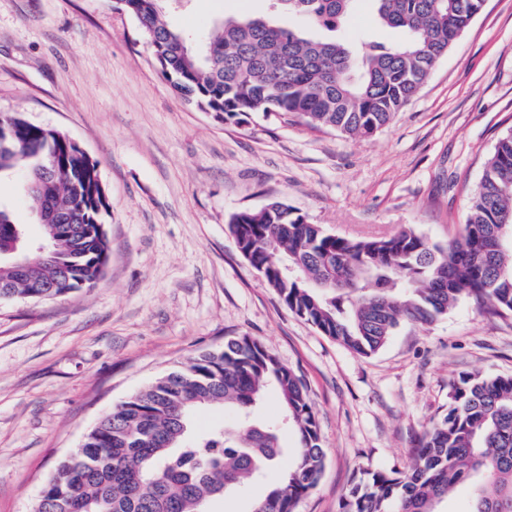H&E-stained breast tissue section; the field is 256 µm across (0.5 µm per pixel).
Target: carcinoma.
I'll use <instances>...</instances> for the list:
<instances>
[{
  "label": "carcinoma",
  "mask_w": 512,
  "mask_h": 512,
  "mask_svg": "<svg viewBox=\"0 0 512 512\" xmlns=\"http://www.w3.org/2000/svg\"><path fill=\"white\" fill-rule=\"evenodd\" d=\"M121 2L173 88L201 110L224 121L277 112L354 138L390 124L485 4L373 0L380 24L403 39L357 46L344 35L356 0H268L272 16H304L325 32L320 38L242 14L190 36L162 20L164 0ZM16 168L54 219L35 246L0 207V299L41 302L93 287L108 258L97 227L106 209L97 166L63 133L0 113V173ZM230 228L289 309L360 355L378 351L404 323L446 315L463 296L512 314V130L485 162L461 238L447 244L410 227L384 239L329 234L279 199L234 214ZM21 256L29 258L22 275ZM270 386L280 418L256 422L250 415ZM217 405L234 407L238 423L190 437L196 414ZM289 432L295 458L266 482L252 512H293L317 485L325 452L302 379L257 340L231 338L102 416L59 462L34 512H203L278 467ZM458 485L471 490L468 512H512L511 375L460 374L409 470L364 474L339 512H445Z\"/></svg>",
  "instance_id": "cac0c4a2"
}]
</instances>
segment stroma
<instances>
[{"instance_id":"stroma-1","label":"stroma","mask_w":512,"mask_h":512,"mask_svg":"<svg viewBox=\"0 0 512 512\" xmlns=\"http://www.w3.org/2000/svg\"><path fill=\"white\" fill-rule=\"evenodd\" d=\"M267 0H174L173 29L209 32ZM74 141L108 203L96 285L0 300V512H33L57 463L113 406L236 336L257 339L307 386L325 450L295 512H339L361 472L408 467L460 373L512 375V315L464 298L355 353L291 312L238 251L232 215L284 200L332 234L410 225L457 239L498 139L512 130V0H487L415 98L368 139L275 114L220 121L180 97L116 0H0V113ZM0 203L41 228L19 174Z\"/></svg>"}]
</instances>
